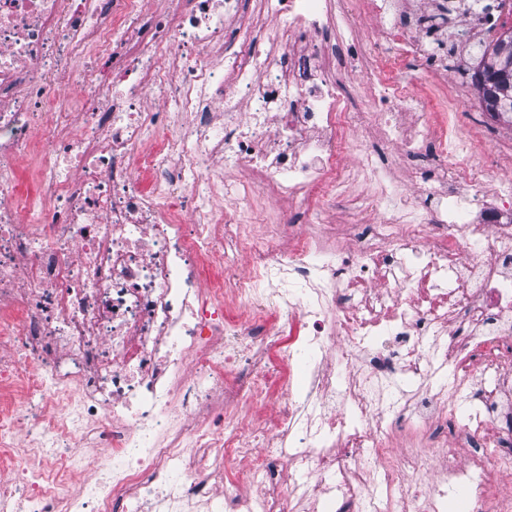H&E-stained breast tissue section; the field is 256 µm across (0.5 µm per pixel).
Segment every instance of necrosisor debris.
<instances>
[{
    "mask_svg": "<svg viewBox=\"0 0 512 512\" xmlns=\"http://www.w3.org/2000/svg\"><path fill=\"white\" fill-rule=\"evenodd\" d=\"M145 2L0 0V512H445L453 487L512 512L490 489L512 471V174L470 100L442 125L389 77L446 85L449 11L468 44L512 0H256L250 21L241 0ZM89 55L109 73L59 105ZM360 60L364 109L343 93ZM381 149L431 164L405 185ZM259 194L293 205L266 238ZM341 201L350 222L325 224ZM257 406L273 425L245 423ZM410 410L458 429L399 453Z\"/></svg>",
    "mask_w": 512,
    "mask_h": 512,
    "instance_id": "1",
    "label": "necrosis or debris"
}]
</instances>
